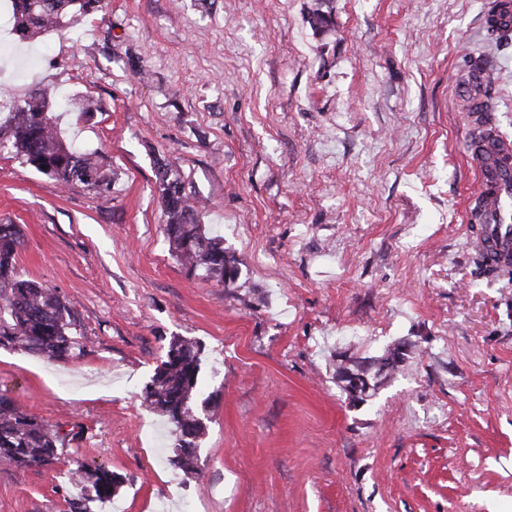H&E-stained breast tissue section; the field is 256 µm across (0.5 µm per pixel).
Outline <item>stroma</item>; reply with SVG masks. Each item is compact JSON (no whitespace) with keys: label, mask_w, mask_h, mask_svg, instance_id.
Wrapping results in <instances>:
<instances>
[{"label":"stroma","mask_w":512,"mask_h":512,"mask_svg":"<svg viewBox=\"0 0 512 512\" xmlns=\"http://www.w3.org/2000/svg\"><path fill=\"white\" fill-rule=\"evenodd\" d=\"M489 0H104L0 54V100L47 88L101 195L0 151L17 271L76 312L85 351L0 348V394L76 431L49 467L0 465V512H70L76 465L124 512H512V274L477 264L466 109L475 63L512 141V38ZM91 103L90 117L68 109ZM169 162L239 261L234 287L170 255ZM174 336L203 349L197 474L140 396ZM412 353L353 404L329 359Z\"/></svg>","instance_id":"1"}]
</instances>
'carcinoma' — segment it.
<instances>
[{
    "label": "carcinoma",
    "instance_id": "obj_1",
    "mask_svg": "<svg viewBox=\"0 0 512 512\" xmlns=\"http://www.w3.org/2000/svg\"><path fill=\"white\" fill-rule=\"evenodd\" d=\"M12 34L32 40L81 18L102 11L103 0H9ZM8 148L25 163L60 184H82L101 194L110 191L112 173L97 152L66 140L52 112L47 91L31 94L15 111L0 119V149ZM157 181L165 218L164 234L171 255L190 276L234 286L239 270L224 250V237L200 223L198 208L169 165L158 162ZM23 235L17 224H0V347L18 348L50 360H67L83 350L80 324L54 289L23 279L17 257ZM409 345L397 342L376 357L345 356L336 360L335 375L349 400L362 403L383 380L406 361ZM199 345L173 337L165 360L141 392L155 412L166 418L174 456L170 462L185 474L198 471V441L206 424L197 409ZM65 438L60 427L40 419L5 395H0V463L16 468L49 466L60 460ZM72 476L80 495L71 512H92L91 504L112 500L121 478L105 467L77 465Z\"/></svg>",
    "mask_w": 512,
    "mask_h": 512
}]
</instances>
